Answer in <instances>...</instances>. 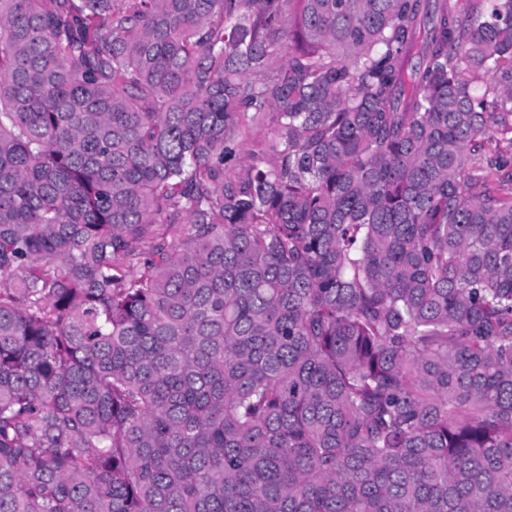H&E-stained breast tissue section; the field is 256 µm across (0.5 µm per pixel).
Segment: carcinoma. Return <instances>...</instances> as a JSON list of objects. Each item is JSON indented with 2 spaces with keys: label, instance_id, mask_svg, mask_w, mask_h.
<instances>
[{
  "label": "carcinoma",
  "instance_id": "cac0c4a2",
  "mask_svg": "<svg viewBox=\"0 0 512 512\" xmlns=\"http://www.w3.org/2000/svg\"><path fill=\"white\" fill-rule=\"evenodd\" d=\"M494 117L512 0H0V512H512ZM249 113L244 120V143L250 154L265 159L266 165L272 161L274 143V114L267 113L263 117L253 118Z\"/></svg>",
  "mask_w": 512,
  "mask_h": 512
}]
</instances>
